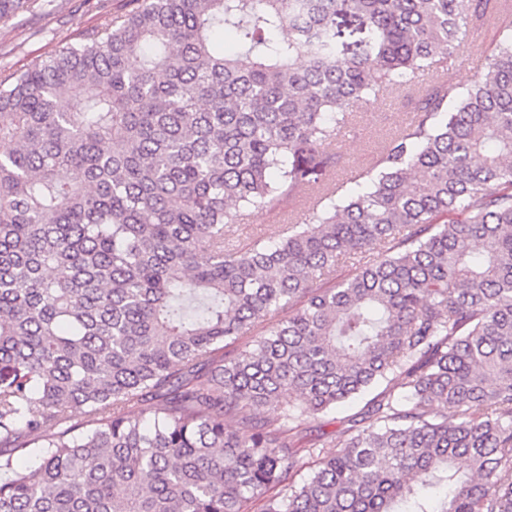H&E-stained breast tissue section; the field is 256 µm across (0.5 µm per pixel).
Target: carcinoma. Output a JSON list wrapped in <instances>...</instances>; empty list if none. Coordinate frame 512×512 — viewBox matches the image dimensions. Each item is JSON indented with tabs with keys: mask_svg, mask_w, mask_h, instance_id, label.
Listing matches in <instances>:
<instances>
[{
	"mask_svg": "<svg viewBox=\"0 0 512 512\" xmlns=\"http://www.w3.org/2000/svg\"><path fill=\"white\" fill-rule=\"evenodd\" d=\"M487 4L127 0L0 77V512H512V34L309 223L224 245ZM365 401H357L348 404L332 414H303L301 417L300 434L298 444L301 448H308L312 443L325 444L322 448L325 453H333L340 434L350 425L347 420L357 413ZM325 433L323 437H318ZM318 438H321L318 441ZM336 438V439H335Z\"/></svg>",
	"mask_w": 512,
	"mask_h": 512,
	"instance_id": "cac0c4a2",
	"label": "carcinoma"
}]
</instances>
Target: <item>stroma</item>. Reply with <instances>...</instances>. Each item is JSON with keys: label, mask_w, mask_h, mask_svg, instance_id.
Returning a JSON list of instances; mask_svg holds the SVG:
<instances>
[{"label": "stroma", "mask_w": 512, "mask_h": 512, "mask_svg": "<svg viewBox=\"0 0 512 512\" xmlns=\"http://www.w3.org/2000/svg\"><path fill=\"white\" fill-rule=\"evenodd\" d=\"M121 5L122 0H51L45 11L27 16L22 26H0V76L81 42L86 35L101 29L120 11ZM511 13L506 0H493L492 9L470 30L466 61L449 70L439 67L426 70L410 86L388 91L360 106L336 139L335 151L340 163L325 173L322 187L340 185L369 171L388 139L404 127L424 89L447 78L461 88L470 85L481 70L487 52L506 36L507 31L500 27L499 21ZM317 195V190L307 189L285 201L277 212L252 211L243 223L227 229L226 243L246 244L268 235L276 225L306 222ZM361 407L357 401L332 414H303L299 446L306 448L319 441L326 453L335 452L338 437Z\"/></svg>", "instance_id": "35a3bbf8"}]
</instances>
